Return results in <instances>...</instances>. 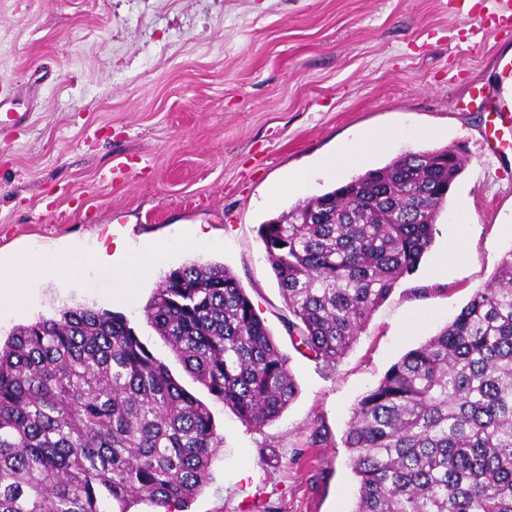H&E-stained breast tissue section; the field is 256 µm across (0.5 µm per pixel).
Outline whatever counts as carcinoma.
Wrapping results in <instances>:
<instances>
[{
    "instance_id": "cac0c4a2",
    "label": "carcinoma",
    "mask_w": 512,
    "mask_h": 512,
    "mask_svg": "<svg viewBox=\"0 0 512 512\" xmlns=\"http://www.w3.org/2000/svg\"><path fill=\"white\" fill-rule=\"evenodd\" d=\"M463 161L409 153L260 225L291 315L326 368L430 249ZM144 313L193 378L247 426L297 394L236 276L169 270ZM222 437L119 313L67 309L0 344V512H185ZM353 512H512V250L455 318L357 401L344 437Z\"/></svg>"
}]
</instances>
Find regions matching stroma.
<instances>
[{
	"label": "stroma",
	"mask_w": 512,
	"mask_h": 512,
	"mask_svg": "<svg viewBox=\"0 0 512 512\" xmlns=\"http://www.w3.org/2000/svg\"><path fill=\"white\" fill-rule=\"evenodd\" d=\"M508 14L512 0H0V97L23 116L0 126V268L26 251L73 274L0 288V337L68 308L121 313L224 436L189 512H352L357 400L512 250V120L492 148L490 113L457 107L478 88L512 113ZM382 127L401 136L365 169L437 148L464 167L419 269L328 371L288 331L258 229L353 177L276 193L291 172ZM117 155L126 168L101 180ZM454 243L458 264L438 271ZM118 245L131 266L149 262L143 277L104 267ZM192 263L227 267L289 359L298 393L264 427L214 401L146 320L161 277Z\"/></svg>",
	"instance_id": "1"
}]
</instances>
